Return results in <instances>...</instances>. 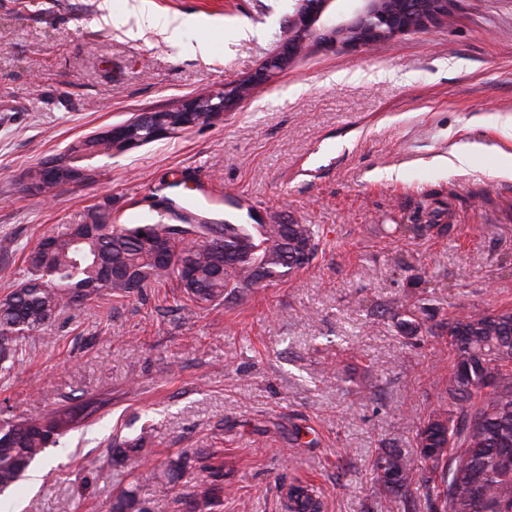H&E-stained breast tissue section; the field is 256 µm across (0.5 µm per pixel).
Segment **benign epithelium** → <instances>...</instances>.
<instances>
[{"label": "benign epithelium", "instance_id": "7a95c632", "mask_svg": "<svg viewBox=\"0 0 512 512\" xmlns=\"http://www.w3.org/2000/svg\"><path fill=\"white\" fill-rule=\"evenodd\" d=\"M333 0H301L296 10L288 42L254 74L217 94L199 95L176 111L182 114V126L190 127L214 117L247 100L255 87L271 73L288 68L293 60L312 44H340L350 49L377 47L403 34L446 23L452 17L453 0H418L410 11L402 10L400 0H359L354 17L329 25L324 19ZM149 125L160 136L170 132L160 112H151L138 120L115 127L105 134L114 149H131L140 144L133 135L137 126Z\"/></svg>", "mask_w": 512, "mask_h": 512}]
</instances>
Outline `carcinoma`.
<instances>
[{
  "label": "carcinoma",
  "mask_w": 512,
  "mask_h": 512,
  "mask_svg": "<svg viewBox=\"0 0 512 512\" xmlns=\"http://www.w3.org/2000/svg\"><path fill=\"white\" fill-rule=\"evenodd\" d=\"M98 137L71 147V154L105 151ZM30 179L53 190L63 176L38 170ZM27 256L29 275L0 297V364L14 361L18 341L41 333L60 310L78 300L174 283L197 306L213 305L250 288L280 282L308 267L320 240L309 224H73L48 236ZM165 250L177 263L164 266L156 253ZM424 319L411 314L397 321L405 336L418 334ZM452 352L446 393L448 412L417 426L419 455L397 451L374 461L378 482L394 502L427 512H512V310L460 311L436 324ZM84 408L38 418L0 421V496L15 492L34 462L76 427ZM144 437L126 440L116 459L136 457ZM439 472L429 484L426 472ZM224 473L214 470L200 484L193 512H208L220 492ZM425 488L423 504L415 493ZM286 512H321L308 486H288ZM110 512H148L132 489L112 501Z\"/></svg>",
  "instance_id": "cac0c4a2"
}]
</instances>
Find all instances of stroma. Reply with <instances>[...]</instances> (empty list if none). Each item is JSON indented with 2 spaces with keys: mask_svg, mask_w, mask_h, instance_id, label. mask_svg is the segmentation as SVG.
Returning <instances> with one entry per match:
<instances>
[{
  "mask_svg": "<svg viewBox=\"0 0 512 512\" xmlns=\"http://www.w3.org/2000/svg\"><path fill=\"white\" fill-rule=\"evenodd\" d=\"M297 0H145L187 24L183 51L142 27L135 0H0V296L40 240L109 214L167 224L164 187L224 195L209 224H311L321 248L282 282L191 309L171 284L60 311L0 371V417L93 408L47 449L0 512H108L129 486L150 512H191L223 465L212 512H284L311 485L324 512H405L372 470L412 455L416 425L447 408L452 354L395 316L512 308V0H455L447 25L376 50L313 48L230 111L140 147L82 161L43 195L30 169L145 112L222 91L274 54ZM126 16L106 23V12ZM137 38H129L128 30ZM478 149L462 171L438 160ZM424 225L421 237L401 232ZM139 457L113 465L138 435ZM175 460L173 490L140 480Z\"/></svg>",
  "mask_w": 512,
  "mask_h": 512,
  "instance_id": "1",
  "label": "stroma"
}]
</instances>
